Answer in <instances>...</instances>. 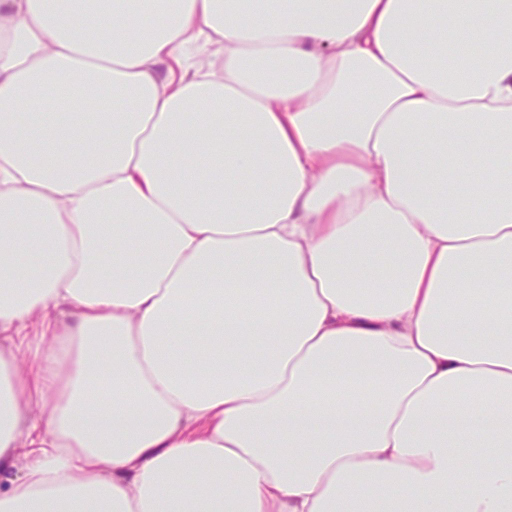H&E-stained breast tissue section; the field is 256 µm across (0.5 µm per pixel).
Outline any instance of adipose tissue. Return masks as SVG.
I'll return each mask as SVG.
<instances>
[{"label":"adipose tissue","mask_w":512,"mask_h":512,"mask_svg":"<svg viewBox=\"0 0 512 512\" xmlns=\"http://www.w3.org/2000/svg\"><path fill=\"white\" fill-rule=\"evenodd\" d=\"M128 17L0 0V512H512V0Z\"/></svg>","instance_id":"ef3b65f1"}]
</instances>
